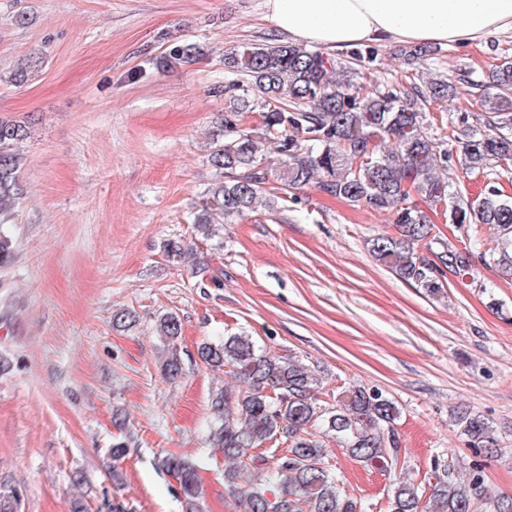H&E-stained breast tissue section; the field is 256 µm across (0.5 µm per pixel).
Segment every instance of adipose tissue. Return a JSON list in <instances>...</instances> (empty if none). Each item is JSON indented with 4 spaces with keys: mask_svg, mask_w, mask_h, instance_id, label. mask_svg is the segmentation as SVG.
<instances>
[{
    "mask_svg": "<svg viewBox=\"0 0 512 512\" xmlns=\"http://www.w3.org/2000/svg\"><path fill=\"white\" fill-rule=\"evenodd\" d=\"M262 7L279 32L328 48L474 45L512 33V0H262Z\"/></svg>",
    "mask_w": 512,
    "mask_h": 512,
    "instance_id": "obj_1",
    "label": "adipose tissue"
}]
</instances>
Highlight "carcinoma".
<instances>
[{
  "instance_id": "1",
  "label": "carcinoma",
  "mask_w": 512,
  "mask_h": 512,
  "mask_svg": "<svg viewBox=\"0 0 512 512\" xmlns=\"http://www.w3.org/2000/svg\"><path fill=\"white\" fill-rule=\"evenodd\" d=\"M205 56L196 43L172 46L156 60L162 70L190 66ZM378 48L354 47L334 55L303 43L243 42L224 52V70L233 79L224 86L229 106L210 142L209 160L220 178L201 196L192 223L206 238L221 236L224 225L261 210L272 212L279 201L298 203L292 191L314 185L321 193L392 217L396 234L368 243L380 264L429 296L446 294L447 274L464 277L481 265L512 275V196L491 186L472 199L466 179L512 167V57L505 56L482 82V112L462 113L443 123L448 99L456 87L442 75L419 87L414 82L382 86L367 80ZM38 67H17L10 82L22 86ZM475 121L483 129L459 136L456 124ZM25 126L0 118V266L13 257L3 226L10 223L21 199L24 158L18 145ZM269 143L280 167L264 165L261 145ZM461 175L451 184L440 176L454 154ZM443 214L464 230L463 247L434 233L430 214ZM493 230L495 248L479 250L485 229ZM179 317L169 313L157 323L162 370L170 379L183 371L178 353ZM200 359L224 368L242 387L212 391L213 418L208 445L224 455V485L240 512H370L363 499L340 486L326 461L317 435L336 440L361 465L385 472L397 467L400 448L394 423L399 410L379 388H354L336 395V403L319 399L314 370L295 360L267 355L248 336H229L203 343ZM457 424L475 455L492 454L498 440L481 417L461 412ZM112 441L115 465L129 447L131 435L122 421ZM288 440L279 454L276 442ZM270 446L265 454L251 450ZM158 468L172 476L185 512H204L197 466L180 456L164 455ZM420 484L397 483L386 512H503L511 495L493 496L483 464L461 469L435 458ZM278 493H271L270 485ZM17 491L0 483V512H19Z\"/></svg>"
}]
</instances>
